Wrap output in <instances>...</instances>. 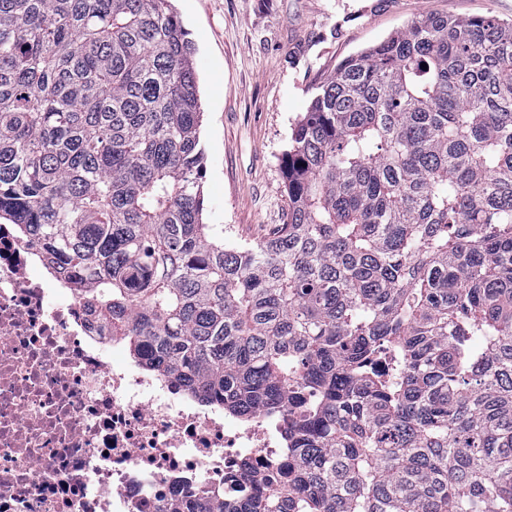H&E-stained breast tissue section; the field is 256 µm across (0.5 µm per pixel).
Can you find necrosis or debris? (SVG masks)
<instances>
[{
  "mask_svg": "<svg viewBox=\"0 0 512 512\" xmlns=\"http://www.w3.org/2000/svg\"><path fill=\"white\" fill-rule=\"evenodd\" d=\"M281 446L263 416L229 418L129 363L91 299L0 225V512L236 500Z\"/></svg>",
  "mask_w": 512,
  "mask_h": 512,
  "instance_id": "necrosis-or-debris-1",
  "label": "necrosis or debris"
}]
</instances>
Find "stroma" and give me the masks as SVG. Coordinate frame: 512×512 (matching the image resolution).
Instances as JSON below:
<instances>
[{
    "label": "stroma",
    "mask_w": 512,
    "mask_h": 512,
    "mask_svg": "<svg viewBox=\"0 0 512 512\" xmlns=\"http://www.w3.org/2000/svg\"><path fill=\"white\" fill-rule=\"evenodd\" d=\"M197 48L206 223L228 246L288 221L282 157L315 88L414 18L512 21V0H173Z\"/></svg>",
    "instance_id": "obj_1"
}]
</instances>
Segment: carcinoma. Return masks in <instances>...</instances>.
Listing matches in <instances>:
<instances>
[{
    "instance_id": "cac0c4a2",
    "label": "carcinoma",
    "mask_w": 512,
    "mask_h": 512,
    "mask_svg": "<svg viewBox=\"0 0 512 512\" xmlns=\"http://www.w3.org/2000/svg\"><path fill=\"white\" fill-rule=\"evenodd\" d=\"M195 51L171 0H0V223L139 366L285 423L265 492L165 512H512V21L347 57L288 223L240 248L204 222Z\"/></svg>"
}]
</instances>
